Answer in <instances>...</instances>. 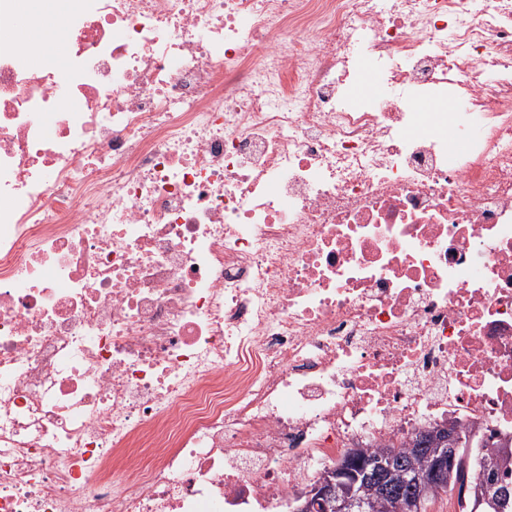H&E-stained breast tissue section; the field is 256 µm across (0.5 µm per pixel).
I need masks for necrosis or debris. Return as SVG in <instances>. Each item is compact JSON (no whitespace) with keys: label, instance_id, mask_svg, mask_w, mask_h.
Segmentation results:
<instances>
[{"label":"necrosis or debris","instance_id":"1","mask_svg":"<svg viewBox=\"0 0 512 512\" xmlns=\"http://www.w3.org/2000/svg\"><path fill=\"white\" fill-rule=\"evenodd\" d=\"M63 2L61 69L0 45V512H289L512 436V0Z\"/></svg>","mask_w":512,"mask_h":512}]
</instances>
